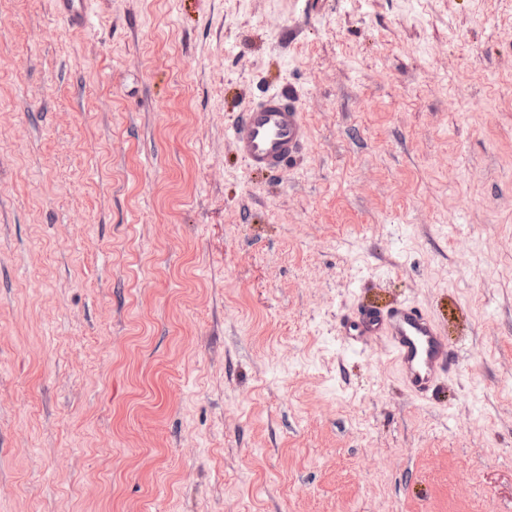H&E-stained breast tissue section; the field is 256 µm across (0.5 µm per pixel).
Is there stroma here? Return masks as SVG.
<instances>
[{
    "label": "stroma",
    "instance_id": "1",
    "mask_svg": "<svg viewBox=\"0 0 512 512\" xmlns=\"http://www.w3.org/2000/svg\"><path fill=\"white\" fill-rule=\"evenodd\" d=\"M0 512H512V0H0ZM89 0H56L59 14L71 23H83ZM230 135L248 170L285 172L300 158L307 141L296 91L288 87L270 91L241 112ZM341 335L355 347L374 336L386 337L392 361L399 367L407 390L420 400L427 397L451 363L448 345L432 317L414 305H401L386 313L374 308L360 309L343 321Z\"/></svg>",
    "mask_w": 512,
    "mask_h": 512
}]
</instances>
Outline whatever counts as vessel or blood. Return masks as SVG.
I'll list each match as a JSON object with an SVG mask.
<instances>
[{
  "instance_id": "b4317fda",
  "label": "vessel or blood",
  "mask_w": 512,
  "mask_h": 512,
  "mask_svg": "<svg viewBox=\"0 0 512 512\" xmlns=\"http://www.w3.org/2000/svg\"><path fill=\"white\" fill-rule=\"evenodd\" d=\"M88 3L89 0H56L59 14L71 23L84 22ZM231 138L248 170L273 175L288 170L300 158L307 141L296 91L288 87L275 89L261 102L249 105L235 122ZM341 334L355 347L375 336L386 337L407 390L420 400L426 398L451 363L448 345L432 317L414 305L387 312L360 309L343 321Z\"/></svg>"
}]
</instances>
